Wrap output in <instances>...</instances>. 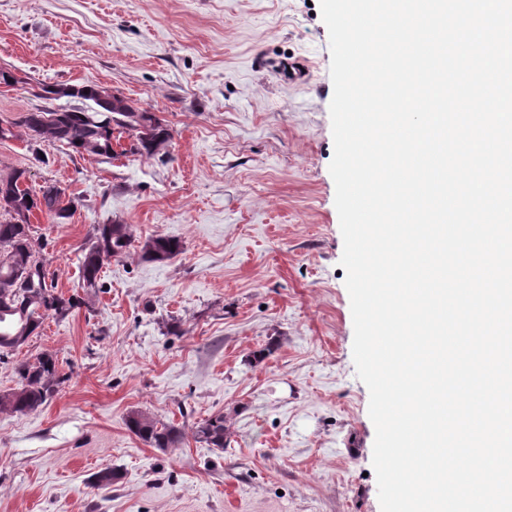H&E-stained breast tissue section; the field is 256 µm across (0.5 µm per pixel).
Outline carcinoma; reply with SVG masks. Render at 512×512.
<instances>
[{
	"label": "carcinoma",
	"mask_w": 512,
	"mask_h": 512,
	"mask_svg": "<svg viewBox=\"0 0 512 512\" xmlns=\"http://www.w3.org/2000/svg\"><path fill=\"white\" fill-rule=\"evenodd\" d=\"M39 91L32 96L44 101L59 97L78 99L80 107L60 106L56 117L47 119L46 109L27 111L17 126L28 130L34 142L58 143L81 157L117 156L113 144L123 135L131 139L128 152L153 157L162 153L172 140L169 125L155 113L140 109L125 97L102 103L98 86L75 85L73 92L58 94L55 86L37 83ZM26 171L0 176V211L9 216L0 221V352L14 351L36 334L43 319H64L73 310L91 308L99 292L105 262L126 256L132 240L129 224L109 222L94 227L90 245L78 256L80 288L83 295L69 296L59 292L43 255L46 244L32 235L31 216L46 213L61 224L71 217L72 202H64L65 192L55 184L33 193L22 187ZM184 250L182 242L167 236L148 239L142 247L146 260H171ZM18 387L0 393V413L33 412L59 391L67 380L59 360L42 352L17 367ZM128 430L153 448H175L184 441L183 429L172 422L161 421L146 412L134 411L127 419ZM194 439L221 450L230 445V430L224 414L218 413L197 422L192 429ZM100 489H109L119 480L110 467L93 476Z\"/></svg>",
	"instance_id": "carcinoma-1"
}]
</instances>
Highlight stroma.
Segmentation results:
<instances>
[{"label": "stroma", "mask_w": 512, "mask_h": 512, "mask_svg": "<svg viewBox=\"0 0 512 512\" xmlns=\"http://www.w3.org/2000/svg\"><path fill=\"white\" fill-rule=\"evenodd\" d=\"M289 60L307 80L281 71ZM330 65L307 0H0V68L22 79L0 87V123L17 125L0 175L27 170V187L73 200L66 223L31 219L59 291L77 288L95 225L133 229L93 310L45 318L0 355V393L43 351L68 376L37 411L0 414V512H381L340 273ZM36 82L110 88L164 119L172 141L113 159L45 142L36 161L18 125ZM160 234L183 254L141 259ZM134 410L182 427L183 444H145L126 426ZM218 412L223 451L190 435ZM107 466L118 482L92 487Z\"/></svg>", "instance_id": "35a3bbf8"}]
</instances>
